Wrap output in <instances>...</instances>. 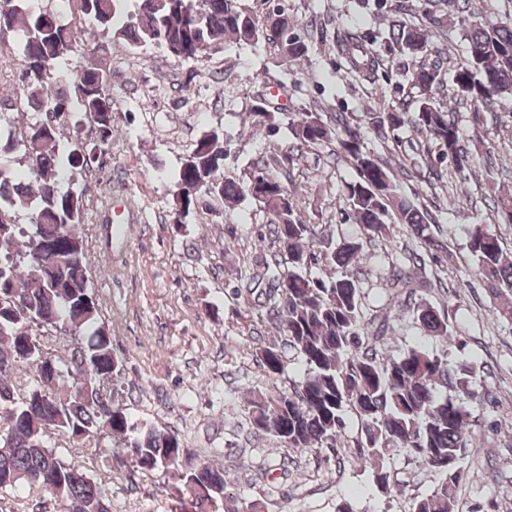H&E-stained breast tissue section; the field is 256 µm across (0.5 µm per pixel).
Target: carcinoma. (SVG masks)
<instances>
[{
  "label": "carcinoma",
  "instance_id": "1",
  "mask_svg": "<svg viewBox=\"0 0 512 512\" xmlns=\"http://www.w3.org/2000/svg\"><path fill=\"white\" fill-rule=\"evenodd\" d=\"M124 2L65 0L66 24L35 0L0 4V33L19 36L20 95L12 106L26 104L36 112L19 130L0 111V512H7L3 504L22 486L56 497L65 512H112L102 483L49 445L50 430L74 443L104 433L119 438L139 469L170 475L181 494L202 505L200 512L224 498V468L197 461L177 435L131 420L103 387L119 373L120 362L112 353V336L99 322L84 239L77 232L87 204L75 185L112 138L113 101L105 91L106 68L82 67L68 74L57 63L72 56L88 23L133 51L156 46L178 61L196 62L231 43H264L286 60L302 59L318 22L292 21L283 0H262L259 15L242 0H136L132 13ZM463 27L468 48L452 75L454 98L477 114L496 98L512 95V22L490 25L468 18ZM386 40L390 50L413 62L407 74L415 87L429 92L444 86L445 72L424 58L447 49H435L413 9L393 8ZM332 46L356 79L370 81L385 65L353 28L337 31ZM65 113L89 119L94 139L62 145L58 122ZM249 115L269 137L287 124L298 151L332 139L322 114L305 107L286 117L260 96ZM375 119L381 137L403 128L426 134L439 161L453 164L467 180L471 159L451 106L428 98L412 111H396L381 103ZM336 126L337 148L353 161L358 175L345 183V196L348 218L360 225V237L335 239L306 223L273 171L280 167L274 146L248 181L224 177L228 152L224 132L217 129L204 132L181 162L173 191L175 222L183 223L192 212L213 215L219 207L251 197L252 185L264 187L257 201L274 216L269 236L278 252L250 272L248 281L261 288V308L285 341L263 347L260 365L277 379L286 372L291 350L305 373L290 393L255 395L249 402L252 425L291 449L332 448L345 432V412L351 411L361 421L356 447L375 487L400 486L392 477L391 459L402 454L440 477L437 487L415 498L413 512H457L455 492L467 477L462 460L471 436L465 400L478 397L476 366L422 347L397 356L381 352L388 317L364 316L353 272L365 244L394 242L395 217L421 252L392 266L388 288L396 294L426 290L440 281L437 275L429 279L424 259L437 241L424 211L398 195L390 168L367 149L360 129L343 115L336 117ZM22 212L28 215L26 224L19 223ZM467 237L488 291L501 301L497 317L511 323L512 255L484 224L470 225ZM318 267L332 275H314ZM412 317L429 335L451 337L448 321L431 305H418ZM36 328L76 333L73 348L65 355L42 351L33 338ZM20 363L33 368L36 381L22 400L11 381Z\"/></svg>",
  "mask_w": 512,
  "mask_h": 512
}]
</instances>
